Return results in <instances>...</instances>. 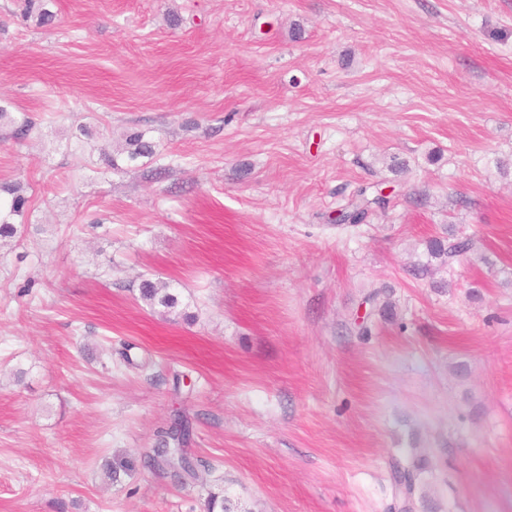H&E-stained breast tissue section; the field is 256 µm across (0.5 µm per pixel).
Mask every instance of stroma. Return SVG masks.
<instances>
[{"label": "stroma", "instance_id": "1", "mask_svg": "<svg viewBox=\"0 0 512 512\" xmlns=\"http://www.w3.org/2000/svg\"><path fill=\"white\" fill-rule=\"evenodd\" d=\"M23 5L0 512H512V0ZM373 185L390 205L337 223ZM451 231L474 250L423 273ZM180 415L193 478L152 461ZM123 153H126L128 160H136L152 153V145L145 140L143 131L132 130L127 132L124 140ZM139 298L151 308H161L163 314L176 312L181 306L179 294L165 283L142 278L138 284Z\"/></svg>", "mask_w": 512, "mask_h": 512}]
</instances>
